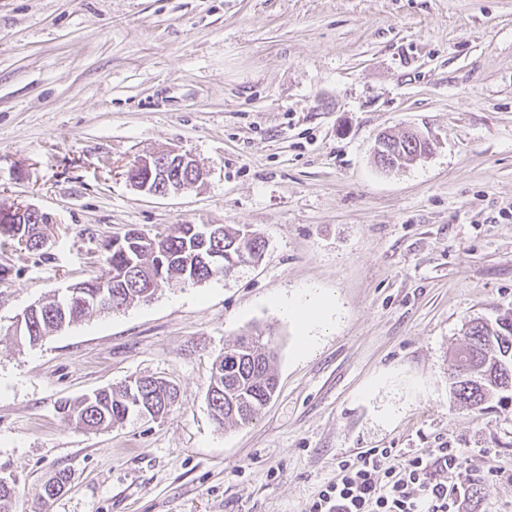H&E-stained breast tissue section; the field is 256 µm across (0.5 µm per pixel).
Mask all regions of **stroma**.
Listing matches in <instances>:
<instances>
[{
	"label": "stroma",
	"instance_id": "obj_1",
	"mask_svg": "<svg viewBox=\"0 0 512 512\" xmlns=\"http://www.w3.org/2000/svg\"><path fill=\"white\" fill-rule=\"evenodd\" d=\"M430 151L385 170L380 134ZM190 152L166 197L126 178ZM53 221L45 254L0 246V475L16 512H309L370 448H457L471 512H512V397L449 393L466 324L512 311V0H0V210ZM246 226L257 264L96 312L35 345L25 308L105 270L137 226ZM334 307L303 347L284 303ZM260 328L279 388L218 427L212 364ZM135 376L166 418L66 425L57 405ZM66 471L68 485L42 499ZM133 387L139 391L144 408L147 410L155 408L157 415L162 413L160 419L169 414L178 397V391L174 385L148 377H135Z\"/></svg>",
	"mask_w": 512,
	"mask_h": 512
}]
</instances>
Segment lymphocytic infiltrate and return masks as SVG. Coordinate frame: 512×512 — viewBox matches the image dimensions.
Segmentation results:
<instances>
[{
	"instance_id": "obj_1",
	"label": "lymphocytic infiltrate",
	"mask_w": 512,
	"mask_h": 512,
	"mask_svg": "<svg viewBox=\"0 0 512 512\" xmlns=\"http://www.w3.org/2000/svg\"><path fill=\"white\" fill-rule=\"evenodd\" d=\"M462 463L456 448H434L408 459L373 448L342 461L310 512H463L464 492L449 494L444 475ZM439 478H432L431 470Z\"/></svg>"
}]
</instances>
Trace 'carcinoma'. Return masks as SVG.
I'll return each mask as SVG.
<instances>
[{
  "mask_svg": "<svg viewBox=\"0 0 512 512\" xmlns=\"http://www.w3.org/2000/svg\"><path fill=\"white\" fill-rule=\"evenodd\" d=\"M428 142L414 136L394 139L388 155L377 157L383 168L415 158ZM193 224H176L152 233L131 228L104 244V262L108 271L98 277L76 283L79 298L59 305L57 297L44 301L38 314L31 317L33 329L20 340L35 345L54 331L77 323L93 312H114L134 303H146L156 289L144 285L147 277L167 284L173 280L198 284L218 276H227L239 266L259 261L265 241L248 229L219 225L220 237L203 243ZM50 224L45 216H0V239L17 244L30 252L44 250L50 241ZM216 254L213 264L195 261L200 251ZM105 293L108 307L93 299ZM466 346L458 354V369L450 384L451 393L474 409L501 393H512V316L503 315L495 322L471 323L465 332ZM276 354L271 340L261 331L241 336L224 347L213 362L206 391L211 415L218 426L225 423L247 425L274 396L277 386ZM139 391L142 404L166 417L177 397V388L147 377L126 380L116 388L101 389L59 406L64 422L85 430L120 427L136 418L130 403L129 385ZM18 492L15 485H0V512H14Z\"/></svg>",
  "mask_w": 512,
  "mask_h": 512,
  "instance_id": "obj_1",
  "label": "carcinoma"
}]
</instances>
